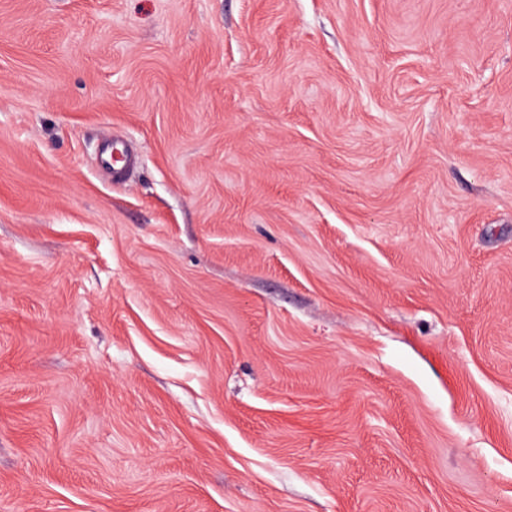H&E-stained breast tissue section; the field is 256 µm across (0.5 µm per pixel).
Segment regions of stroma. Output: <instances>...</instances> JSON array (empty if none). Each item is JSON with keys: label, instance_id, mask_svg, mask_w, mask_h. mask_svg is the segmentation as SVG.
Returning a JSON list of instances; mask_svg holds the SVG:
<instances>
[{"label": "stroma", "instance_id": "obj_1", "mask_svg": "<svg viewBox=\"0 0 512 512\" xmlns=\"http://www.w3.org/2000/svg\"><path fill=\"white\" fill-rule=\"evenodd\" d=\"M0 512H512V0H0Z\"/></svg>", "mask_w": 512, "mask_h": 512}]
</instances>
